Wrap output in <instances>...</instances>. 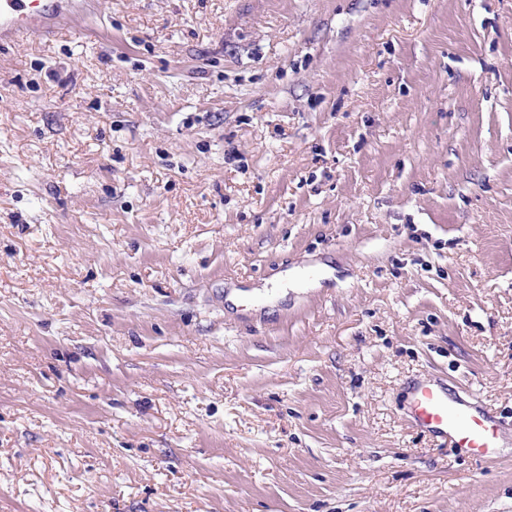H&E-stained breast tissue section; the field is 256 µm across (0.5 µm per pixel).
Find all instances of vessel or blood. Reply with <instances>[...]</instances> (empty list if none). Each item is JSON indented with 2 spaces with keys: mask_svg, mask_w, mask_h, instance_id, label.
I'll list each match as a JSON object with an SVG mask.
<instances>
[{
  "mask_svg": "<svg viewBox=\"0 0 512 512\" xmlns=\"http://www.w3.org/2000/svg\"><path fill=\"white\" fill-rule=\"evenodd\" d=\"M89 14L87 0H0V43L48 38ZM406 394L409 419L422 434L473 459L498 460L504 424L496 414L461 396L441 378L414 379L407 383Z\"/></svg>",
  "mask_w": 512,
  "mask_h": 512,
  "instance_id": "vessel-or-blood-1",
  "label": "vessel or blood"
}]
</instances>
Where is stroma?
<instances>
[{
  "mask_svg": "<svg viewBox=\"0 0 512 512\" xmlns=\"http://www.w3.org/2000/svg\"><path fill=\"white\" fill-rule=\"evenodd\" d=\"M0 46V512H512V0H99ZM412 425L443 445L460 448L482 462H495L502 448L501 418L436 377L417 378L406 385Z\"/></svg>",
  "mask_w": 512,
  "mask_h": 512,
  "instance_id": "1",
  "label": "stroma"
}]
</instances>
